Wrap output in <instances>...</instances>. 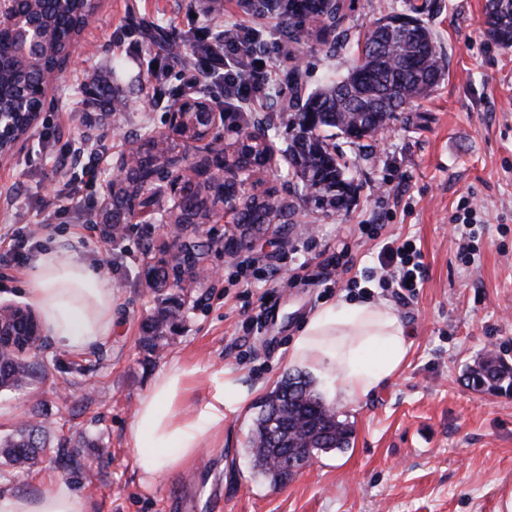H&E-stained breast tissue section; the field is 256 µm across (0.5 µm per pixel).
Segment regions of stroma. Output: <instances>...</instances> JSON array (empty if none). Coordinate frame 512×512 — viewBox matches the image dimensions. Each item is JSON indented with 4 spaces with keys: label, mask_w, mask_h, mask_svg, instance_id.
Listing matches in <instances>:
<instances>
[{
    "label": "stroma",
    "mask_w": 512,
    "mask_h": 512,
    "mask_svg": "<svg viewBox=\"0 0 512 512\" xmlns=\"http://www.w3.org/2000/svg\"><path fill=\"white\" fill-rule=\"evenodd\" d=\"M347 38L336 50L307 42V89L322 87L350 68L365 35L384 18L419 7L445 76L413 111L399 114L376 140L336 138L357 185L348 211L329 214L298 206L286 240L265 238L234 258L215 251L222 276L212 287L191 281L197 306L184 312L164 347L148 349L142 324L159 304L145 284L144 243L154 251L169 240L158 223H137L117 239L90 224L104 181L84 187L82 200L60 211L51 183L52 157L40 131L0 161V226L37 228L45 249L71 245L118 292L112 336L81 353L49 341L56 366L25 389L0 392V434L18 421H46L52 438H85L77 468L45 462L0 477V487L39 494L57 480L89 498L92 512H498L512 489V394L472 389L466 372L486 352L512 363V49L485 34V0H345ZM216 32L236 20L269 42L280 19L222 0L212 18L209 0H99V9L68 64L46 95L42 122L56 121L61 141L99 152L102 170L132 145L143 126L163 129L187 78L160 55L141 28ZM168 73L157 85L152 71ZM108 80L128 98L120 119L88 107L86 91ZM477 206L474 258L458 249L451 216L464 202ZM379 225L377 236L366 233ZM316 248H308V239ZM411 240L423 254L425 280L416 296L380 287L370 273L383 245ZM348 252L336 285H284L276 269L308 272L334 252ZM111 258L104 266L102 258ZM275 293L263 305L264 293ZM367 298L393 307L411 347L397 375L369 395H336L330 374L313 378L340 419L349 422V448L321 453L286 484L256 474L246 449L261 401L292 365L290 347L306 317L339 298ZM197 366V399L208 395L209 372H235L252 393L226 417L224 438L203 445L195 459L140 482L127 433L139 400L172 361Z\"/></svg>",
    "instance_id": "35a3bbf8"
}]
</instances>
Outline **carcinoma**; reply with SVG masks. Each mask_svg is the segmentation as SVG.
Instances as JSON below:
<instances>
[{
	"label": "carcinoma",
	"mask_w": 512,
	"mask_h": 512,
	"mask_svg": "<svg viewBox=\"0 0 512 512\" xmlns=\"http://www.w3.org/2000/svg\"><path fill=\"white\" fill-rule=\"evenodd\" d=\"M18 8L40 15L49 28L51 41L43 51L18 67L0 71V106L13 111L11 101L21 86H26L29 102L26 112L43 110L40 77L49 67L61 66L71 53L94 15L93 0H17ZM258 12H276L284 17L283 36L298 41V32L332 49L344 36L346 19L344 0H256ZM486 33L504 49L512 48V0H486ZM155 45L181 66L200 49L196 39L164 38ZM365 51L357 54L347 74L334 79L315 92H306L301 73L293 69L288 83L293 94L276 105L286 116L288 165L297 179L294 194L322 212L345 211L352 200L354 186L346 178L340 155L330 149L327 132L344 135L354 144L373 137V132L400 113L412 109L429 97L444 76V66L432 36L423 23L376 24L365 36ZM92 102L109 103L110 111H119L121 98L107 87H94ZM268 147L259 143H239L228 154L215 155L216 169L228 171L249 164V157L263 160ZM147 170L142 168L127 185L125 194L113 198L112 207L120 210L126 196L142 188ZM224 183L218 176L204 183L187 178L183 182V212L209 215L210 193L221 194ZM272 193L251 195L240 202L236 213L241 224H264L269 220ZM163 306L144 323V342L156 349L167 340V333L181 315L176 296L162 300ZM45 342L31 356L20 357L16 348L0 346V389L19 390L43 378L55 367L39 356ZM473 389L495 394L512 392V366L501 358L486 356L467 371ZM353 428L339 419L336 408L323 398L315 381L301 372L286 374L266 396L254 419L247 440L256 473L277 487L287 482L296 470L317 453L349 447ZM0 456L11 469H28L47 457L63 468L73 452L66 444L52 443L44 426L29 422L0 439Z\"/></svg>",
	"instance_id": "obj_1"
}]
</instances>
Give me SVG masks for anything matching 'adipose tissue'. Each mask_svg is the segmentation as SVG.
<instances>
[{
  "label": "adipose tissue",
  "mask_w": 512,
  "mask_h": 512,
  "mask_svg": "<svg viewBox=\"0 0 512 512\" xmlns=\"http://www.w3.org/2000/svg\"><path fill=\"white\" fill-rule=\"evenodd\" d=\"M26 292L46 331L72 352L105 343L112 334L117 294L111 282L93 271L70 247L42 253ZM411 343L398 315L388 305L339 300L324 305L304 322L288 360L329 371L336 391L363 397L396 376ZM195 366L172 364L160 371L139 402L127 439L136 451L143 482L186 465L207 438L224 430L227 413L244 406L251 393L230 370L210 374L209 397L192 413L183 406L196 392ZM0 512H92L88 499L58 482L31 497L0 489Z\"/></svg>",
  "instance_id": "obj_1"
}]
</instances>
